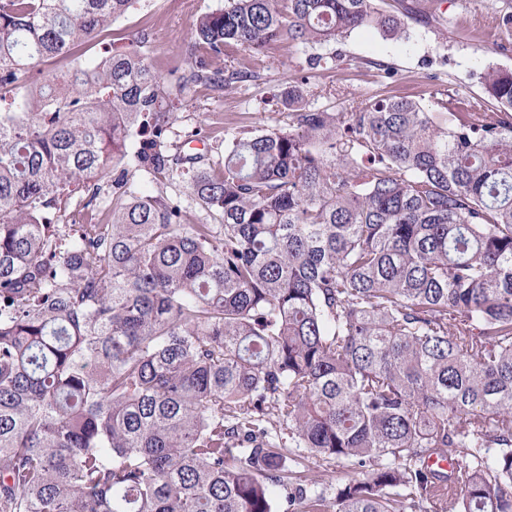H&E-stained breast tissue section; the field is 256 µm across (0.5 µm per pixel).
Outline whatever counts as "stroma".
I'll use <instances>...</instances> for the list:
<instances>
[{
	"instance_id": "1",
	"label": "stroma",
	"mask_w": 512,
	"mask_h": 512,
	"mask_svg": "<svg viewBox=\"0 0 512 512\" xmlns=\"http://www.w3.org/2000/svg\"><path fill=\"white\" fill-rule=\"evenodd\" d=\"M376 3L404 16V39H386L373 29L352 32L320 47L325 62L315 69L309 65L310 49L272 44L254 78L224 90L189 86L186 106L177 113L176 143L220 138L243 125L275 124L291 85L301 88L310 106L332 112L349 111L367 94L406 96L430 109L437 91L464 103L484 97L489 70H512V0ZM223 5L224 0H139L113 22L102 45H119L130 32L145 31L152 65L170 80L189 67L186 49L196 19Z\"/></svg>"
}]
</instances>
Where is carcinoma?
<instances>
[{"label":"carcinoma","mask_w":512,"mask_h":512,"mask_svg":"<svg viewBox=\"0 0 512 512\" xmlns=\"http://www.w3.org/2000/svg\"><path fill=\"white\" fill-rule=\"evenodd\" d=\"M137 3L0 0V512H512V71L464 112L291 86L215 157L169 136L188 85L253 75L227 48L404 20L227 0L175 85L143 32L75 57ZM312 458L365 477L329 497Z\"/></svg>","instance_id":"carcinoma-1"}]
</instances>
